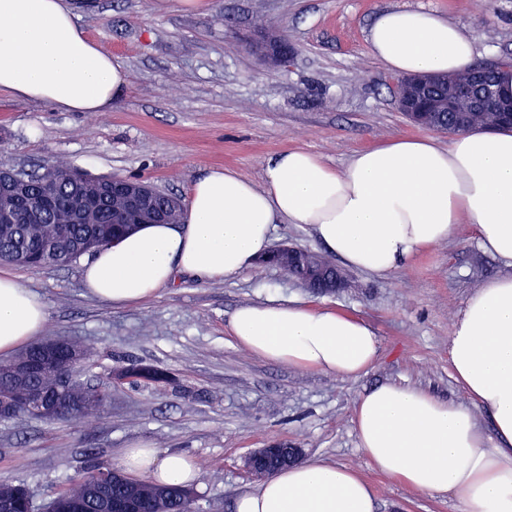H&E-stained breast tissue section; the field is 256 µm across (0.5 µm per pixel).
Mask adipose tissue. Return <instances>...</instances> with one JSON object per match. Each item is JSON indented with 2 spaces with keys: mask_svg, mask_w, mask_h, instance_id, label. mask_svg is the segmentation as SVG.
I'll return each instance as SVG.
<instances>
[{
  "mask_svg": "<svg viewBox=\"0 0 512 512\" xmlns=\"http://www.w3.org/2000/svg\"><path fill=\"white\" fill-rule=\"evenodd\" d=\"M370 50L397 75L454 74L472 64L471 36L443 16L385 11ZM125 72L89 41L68 0H0V93L69 112H108ZM256 186L234 170L197 178L180 224H144L85 263L83 286L114 306L138 304L177 274L220 280L248 269L271 245L276 222L306 224L345 266L382 276L470 225L485 252L509 267L467 299L452 322L448 357L465 403L381 383L355 400L350 425L379 473L410 489L456 499L460 512H512V130L397 136L357 151L336 170L302 149L279 153ZM46 304L0 274V353L42 333ZM237 344L267 361L351 379L375 363L364 320L304 302L238 308ZM489 418L481 427L473 415ZM113 466L160 485H190L193 458L132 447ZM375 491L354 469L310 459L241 492L236 512H375Z\"/></svg>",
  "mask_w": 512,
  "mask_h": 512,
  "instance_id": "obj_1",
  "label": "adipose tissue"
}]
</instances>
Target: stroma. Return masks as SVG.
<instances>
[{
  "label": "stroma",
  "instance_id": "1",
  "mask_svg": "<svg viewBox=\"0 0 512 512\" xmlns=\"http://www.w3.org/2000/svg\"><path fill=\"white\" fill-rule=\"evenodd\" d=\"M75 22L129 78L108 112H63L0 94V162L40 170L66 162L93 177L135 176L187 198L213 167L265 182L269 158L301 148L344 169L355 152L395 136H422L395 102L397 76L377 60L369 32L385 10L434 11L475 42L480 64L512 62V0H77ZM270 21L294 47L272 65L239 39ZM82 261L8 266L45 301L43 338L77 339L93 355L82 379H111L107 407L83 420L0 421V480L26 485L45 504L96 462L139 442L182 452L199 466L194 512H234L256 483L248 453L271 443L303 458L349 466L376 492V512H458L447 495L414 491L373 470L350 427L355 399L391 382L463 402L448 362L452 320L467 298L507 268L485 253L469 225L395 270L373 277L345 269V288L318 296L260 264L203 281L181 274L138 305L115 307L82 286ZM301 300L364 319L379 340L366 375L341 380L266 361L239 347L229 321L243 305ZM150 364L170 383H129Z\"/></svg>",
  "mask_w": 512,
  "mask_h": 512
}]
</instances>
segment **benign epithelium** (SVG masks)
Here are the masks:
<instances>
[{"label": "benign epithelium", "mask_w": 512, "mask_h": 512, "mask_svg": "<svg viewBox=\"0 0 512 512\" xmlns=\"http://www.w3.org/2000/svg\"><path fill=\"white\" fill-rule=\"evenodd\" d=\"M245 47L263 59L274 63L289 60L294 49L280 38H267L262 41L248 40ZM495 70L493 66H473L466 76L435 77L430 75H413L400 80L397 85V99L401 111L410 120L422 127L430 128L441 118L443 112H499L500 125L512 126V105L501 102L497 97L477 92L479 83L484 76ZM70 180L74 186V194L64 212L59 214L60 224H79L84 221L87 211L100 198L112 196L119 202L115 212L116 224L125 225L126 230H132L139 224L172 223L169 212L182 210L180 200L173 199L169 210L161 211L153 204L154 189L151 185L135 179L120 176L92 178L78 170L70 172ZM29 177L23 169L3 165L0 167V223L10 224L14 221L17 205L27 197ZM55 193L54 183L45 181L42 199L31 209L29 219L37 223L40 210L48 205ZM288 259V277L296 281L308 291L326 295L336 292L344 286V276L336 272L328 276L317 268L314 253L296 245L281 246L270 253L271 264L280 266L282 259ZM88 354L69 344L66 339H49L41 343L40 356L36 361H12L10 371L17 376L33 375L37 372H53L62 377H71L70 365L84 362ZM26 404L45 420L58 417L63 411L74 406L92 407L96 404L93 399L75 401L67 395L51 398L42 391H32L24 396L0 395V417L14 415L17 406ZM279 445L272 444L266 448H257L245 458L244 467L248 474L254 477L268 475L270 462L278 458L283 466L299 461L301 450L295 448L286 457H277Z\"/></svg>", "instance_id": "1"}]
</instances>
